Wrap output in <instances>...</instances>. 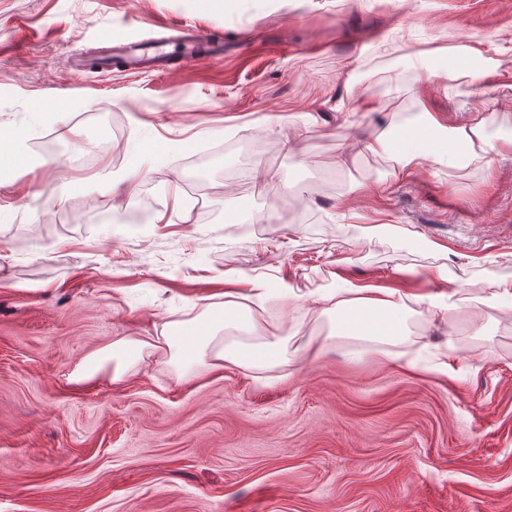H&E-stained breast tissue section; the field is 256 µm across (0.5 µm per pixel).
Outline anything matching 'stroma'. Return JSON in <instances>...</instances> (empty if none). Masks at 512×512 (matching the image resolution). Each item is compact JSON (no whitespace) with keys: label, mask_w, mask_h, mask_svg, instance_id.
<instances>
[{"label":"stroma","mask_w":512,"mask_h":512,"mask_svg":"<svg viewBox=\"0 0 512 512\" xmlns=\"http://www.w3.org/2000/svg\"><path fill=\"white\" fill-rule=\"evenodd\" d=\"M171 24L223 60L76 69L113 30L152 44ZM511 32L512 0H0V130L30 149L0 170V512H512V316L477 303L512 280ZM494 33L498 77L472 79L454 48ZM477 107L487 165L404 172L351 147L359 127L431 147L429 116ZM189 159L211 220L174 207ZM145 194L161 223L126 220ZM440 270L458 308L411 305L385 346L402 368L305 297L340 279L425 292ZM228 288L261 289L274 315L267 382L181 379L159 356L70 382L113 337L205 321Z\"/></svg>","instance_id":"1"}]
</instances>
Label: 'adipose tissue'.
<instances>
[{"mask_svg":"<svg viewBox=\"0 0 512 512\" xmlns=\"http://www.w3.org/2000/svg\"><path fill=\"white\" fill-rule=\"evenodd\" d=\"M486 119L482 112H472L462 124L446 128L449 143L460 145L458 164L467 166L483 162L488 141ZM417 132L402 128L391 132H369L358 139L361 148L373 154L395 152L402 168L415 167L423 158L422 149L414 146ZM457 289L429 291L413 296L397 289L365 288L350 284L318 292L316 300L326 312L334 314L340 333L358 332L374 339H394L403 333L401 319L408 303L426 305L445 313L457 306ZM223 308L212 310L207 324L182 323L163 325L155 335L120 336L111 348L91 353L70 379L82 384L94 380L102 371H110V380L123 382L146 357L161 354L180 377L200 378L225 368L263 372L283 363V350L276 342L250 343L227 340L224 329L240 324L247 333H255L265 324L260 308L251 304V295L225 290Z\"/></svg>","mask_w":512,"mask_h":512,"instance_id":"ef3b65f1","label":"adipose tissue"}]
</instances>
